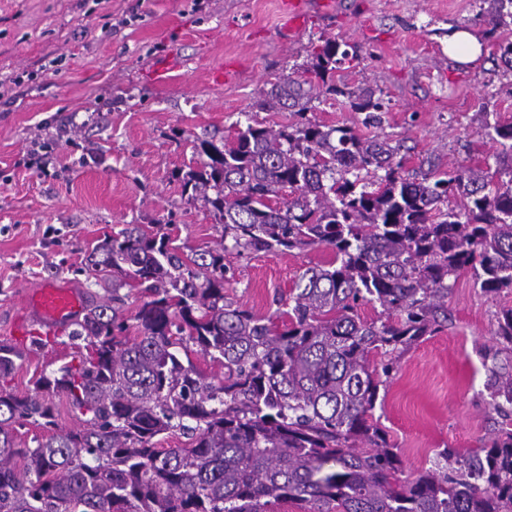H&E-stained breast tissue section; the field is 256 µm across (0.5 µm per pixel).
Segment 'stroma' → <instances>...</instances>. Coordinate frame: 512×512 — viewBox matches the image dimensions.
Here are the masks:
<instances>
[{
	"mask_svg": "<svg viewBox=\"0 0 512 512\" xmlns=\"http://www.w3.org/2000/svg\"><path fill=\"white\" fill-rule=\"evenodd\" d=\"M477 0H333L311 6L301 28L281 29L279 0H0V78L20 77L0 99V342L27 293L46 281L105 291L85 273L104 234L129 224H165L181 254L220 240L218 214L190 200L182 176L206 161L195 145L230 139L250 123L288 124L289 112L259 108L262 90L304 80L315 45L334 38L359 50L338 83L389 99L383 132L401 141L407 171L495 166L498 143L485 124L512 123V72L497 59L499 37L478 20ZM474 34L480 55L448 52V32ZM236 62L228 82L210 73ZM170 65L166 83L156 66ZM329 249L224 256L228 295L275 311L302 270ZM448 325L402 351L374 417L408 468L439 451L489 444L512 419L493 410L483 349L512 292L487 293L472 272L451 278ZM61 336L26 353L1 386L24 395L41 373L71 360Z\"/></svg>",
	"mask_w": 512,
	"mask_h": 512,
	"instance_id": "stroma-1",
	"label": "stroma"
}]
</instances>
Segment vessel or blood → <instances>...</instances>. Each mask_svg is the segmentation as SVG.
<instances>
[{
	"instance_id": "obj_1",
	"label": "vessel or blood",
	"mask_w": 512,
	"mask_h": 512,
	"mask_svg": "<svg viewBox=\"0 0 512 512\" xmlns=\"http://www.w3.org/2000/svg\"><path fill=\"white\" fill-rule=\"evenodd\" d=\"M84 312V299L68 286L46 282L33 289L22 306V335L39 331L43 335H63Z\"/></svg>"
}]
</instances>
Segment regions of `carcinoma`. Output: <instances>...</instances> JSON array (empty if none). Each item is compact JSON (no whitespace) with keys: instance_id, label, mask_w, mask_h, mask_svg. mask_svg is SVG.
<instances>
[{"instance_id":"obj_1","label":"carcinoma","mask_w":512,"mask_h":512,"mask_svg":"<svg viewBox=\"0 0 512 512\" xmlns=\"http://www.w3.org/2000/svg\"><path fill=\"white\" fill-rule=\"evenodd\" d=\"M494 26L512 28V0H482ZM328 38L304 72L273 86L263 109L295 123L249 124L231 141L200 142L209 159L183 176L193 201L219 213L220 242L182 256L161 225L107 235L85 270L112 298L86 309L68 336L77 363L43 372L35 392L0 389V512H512V432L405 474L374 421L379 387L398 353L448 323V280L471 270L487 293L512 289V167L498 183L481 169L405 171L401 144L307 117L343 98L380 128L390 102L336 84L359 62ZM512 158V124L493 127ZM327 248L306 267L288 310L260 315L224 293V252ZM143 300L126 316L124 286ZM379 304L382 317L358 315ZM137 336L130 337V329ZM194 352L224 367L209 378ZM383 354L380 366L370 355ZM512 308L483 358L493 409L512 416ZM24 351L0 343V379ZM62 393L80 425L57 429ZM40 430L18 448L16 427ZM181 434L182 448H159Z\"/></svg>"}]
</instances>
